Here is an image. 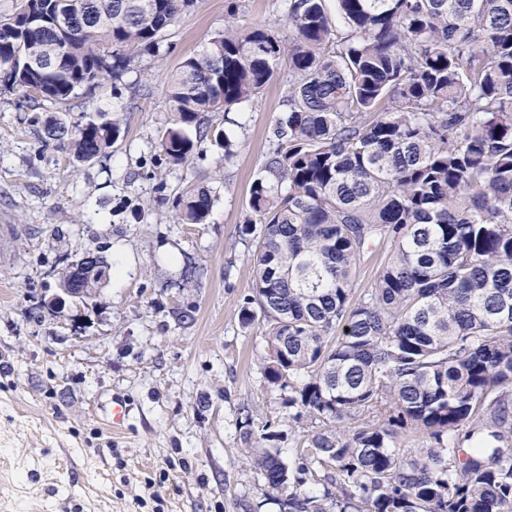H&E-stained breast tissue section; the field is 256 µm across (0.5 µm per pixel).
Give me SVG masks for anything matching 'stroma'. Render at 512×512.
<instances>
[{
	"label": "stroma",
	"mask_w": 512,
	"mask_h": 512,
	"mask_svg": "<svg viewBox=\"0 0 512 512\" xmlns=\"http://www.w3.org/2000/svg\"><path fill=\"white\" fill-rule=\"evenodd\" d=\"M232 3L240 25L287 35L281 0H194L158 55L71 102L70 124L122 120L93 164L43 143L46 110L0 90V512H278L263 501L241 421L279 423L286 460L312 424L289 423L259 371L264 329L238 312L254 269L241 229L287 76L211 114L232 157L206 143L174 165L157 148L170 73L223 30ZM194 185L214 190L208 219L176 223L173 202ZM97 246L115 271L100 295L46 308L64 259ZM188 263L203 269L199 281L183 282ZM177 305L195 306L191 326L174 321ZM116 398L130 408L119 432L104 420Z\"/></svg>",
	"instance_id": "35a3bbf8"
}]
</instances>
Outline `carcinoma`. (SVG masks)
Here are the masks:
<instances>
[{
    "instance_id": "obj_1",
    "label": "carcinoma",
    "mask_w": 512,
    "mask_h": 512,
    "mask_svg": "<svg viewBox=\"0 0 512 512\" xmlns=\"http://www.w3.org/2000/svg\"><path fill=\"white\" fill-rule=\"evenodd\" d=\"M193 0H31L32 23L0 20V85L66 105L159 48ZM285 0L288 38L224 31L170 76L157 148L185 163L204 140L232 155L209 112L247 103L288 63L276 145L252 182L251 293L239 321L265 328L264 383L288 419L332 424L290 461L284 431L243 421L263 496L288 512H512V0ZM82 17L60 29L59 14ZM56 66L31 70L48 49ZM47 88L42 99L23 83ZM121 119L44 138L78 166L108 154ZM212 191L189 187L177 223L203 224ZM389 246L361 297L367 253ZM66 265L58 287L96 299L110 276ZM374 416L346 438L336 425ZM420 432L421 448L402 446ZM326 471L323 491L307 489Z\"/></svg>"
}]
</instances>
